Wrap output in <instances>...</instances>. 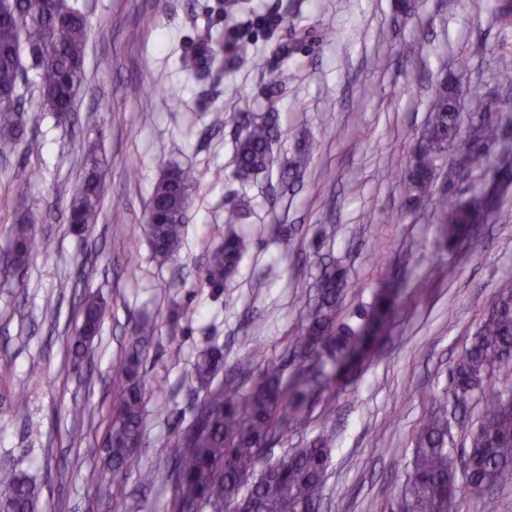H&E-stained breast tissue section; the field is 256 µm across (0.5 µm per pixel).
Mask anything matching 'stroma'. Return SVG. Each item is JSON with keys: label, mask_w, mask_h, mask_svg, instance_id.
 Instances as JSON below:
<instances>
[{"label": "stroma", "mask_w": 512, "mask_h": 512, "mask_svg": "<svg viewBox=\"0 0 512 512\" xmlns=\"http://www.w3.org/2000/svg\"><path fill=\"white\" fill-rule=\"evenodd\" d=\"M398 2L241 0L228 20L216 0H78L91 33L71 118L36 111L29 87L26 135L0 157V247L31 216L47 245L25 268L0 272V392L28 404L16 418L0 402V459L37 483L38 512H171L163 481L108 484L94 453L136 328L154 331L137 454L157 469L193 417L201 350L220 346L225 371L248 387L258 375L247 357L255 344L284 376L294 373L285 358L301 324L298 298L312 292L322 257L348 271L343 322L357 323L384 287L404 286L407 302L369 332L338 383L307 395V421L290 427L287 441L314 437L333 404L324 512H393L428 396L444 387L482 316L473 298L512 279V196L508 219L474 225L468 246L445 250L432 205L406 208L399 179L437 80L462 65L471 88L502 95L497 74L512 67V25L496 18V0H417L411 13ZM208 34L224 38L218 73L199 63ZM237 36L253 43L250 56L235 55ZM282 71L287 82L275 84ZM243 97L255 112L279 113V159L316 143L294 191L279 190L274 173L236 178ZM88 112L99 118L92 130ZM88 137L99 142L102 206L78 235L66 214ZM19 165L34 172L23 198L6 180ZM173 167L193 170L196 181L178 259L163 264L144 219L155 183ZM240 197L250 201L240 228L254 246L226 283L209 277L206 253L222 243L225 212ZM273 224L282 237H269ZM90 293L104 300L106 317L76 369L68 341ZM182 306L194 319L179 318Z\"/></svg>", "instance_id": "stroma-1"}]
</instances>
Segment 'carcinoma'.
<instances>
[{"label":"carcinoma","mask_w":512,"mask_h":512,"mask_svg":"<svg viewBox=\"0 0 512 512\" xmlns=\"http://www.w3.org/2000/svg\"><path fill=\"white\" fill-rule=\"evenodd\" d=\"M22 16L25 27L18 26ZM89 22L69 0H0V91L20 94L28 83V56L39 79V108L54 116L74 109L84 77ZM224 40L207 37L202 45L206 67L223 65ZM467 97L463 108L459 96ZM24 109L0 99V154L12 150L25 134ZM236 115L243 133L236 142L235 176L242 182L274 166L271 144L278 134L277 118L270 112H253V102L242 98ZM512 121V97L491 99L471 91L464 74L438 81L428 115L404 176L409 200H434L436 223L457 244L472 224L499 220L498 205L512 189V164L491 163L502 123ZM95 140L84 144L90 162L79 192L68 208V223L78 232L97 220L102 200V174ZM303 147L280 167V180L291 187L310 155ZM456 171L464 190L435 192L436 178L444 166ZM491 177L483 184L497 192L487 199L484 188L474 189L473 172ZM17 195L28 193L31 172L24 166L7 175ZM190 171L176 167L155 184L148 210L154 223L149 234L155 256L163 261L176 257L189 207ZM250 237L228 230L224 242L209 254L208 274L230 279L251 249ZM36 250L35 225L18 226L4 252L15 269L24 268ZM348 288L347 274L336 264H324L315 282V298L303 306L301 333L294 338V352L306 362L288 379L275 369L261 372L250 391L242 392L231 378L214 382L224 366L219 347L203 351L195 364V379L203 399L193 419L170 448L163 471L171 486L175 512L187 504L198 512H321L325 475L330 466L336 435L324 425L300 448H285L273 457V447L288 427L301 421L298 400L306 390L326 386L335 378L336 366L358 348L371 324L382 315L379 304L361 311V323L352 326L339 320ZM483 315L467 345L448 370V385L434 397L433 406L413 436L412 456L397 506L406 512H457L466 491L480 496L481 512H495L489 495L512 477V385L495 381L512 378V283L488 297H477ZM105 317L102 299L89 294L82 305V319L69 341L72 361L79 365L98 336ZM152 330L141 327L121 365V379L114 394L113 416L103 448H90L104 456L108 481L116 483L136 471L140 483L152 485L158 473L140 468L137 448L144 437L143 379L141 367ZM482 404L476 426L467 430L468 449L457 464L453 429L462 428L472 406ZM39 487L16 468L0 466V512H37Z\"/></svg>","instance_id":"cac0c4a2"}]
</instances>
